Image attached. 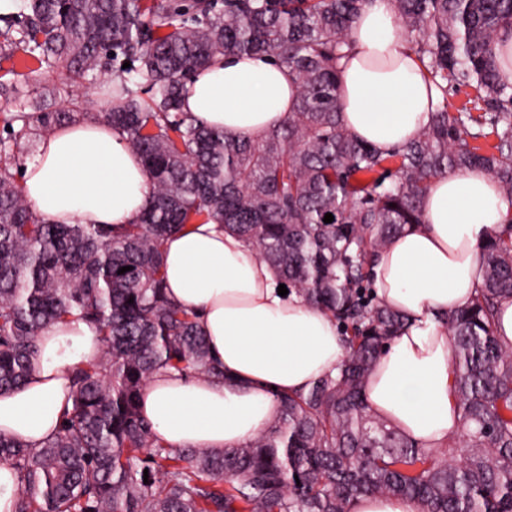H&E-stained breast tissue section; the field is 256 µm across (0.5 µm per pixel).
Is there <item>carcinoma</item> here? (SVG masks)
<instances>
[{
    "mask_svg": "<svg viewBox=\"0 0 512 512\" xmlns=\"http://www.w3.org/2000/svg\"><path fill=\"white\" fill-rule=\"evenodd\" d=\"M391 2L440 101L415 141L386 153L341 120L340 63L368 0L0 5V99L15 105L0 138V393L28 378L54 322L81 319L101 343L72 374L73 411L56 436L32 448L0 434V460L19 475L14 512H347L358 495L411 498L422 512H512V347L494 331L512 297V218L482 248L475 300L446 319L459 444L420 447L374 417L362 389L406 322L370 291L374 258L422 222L431 182L479 166L512 200V82L499 66L512 0ZM254 54L296 79L286 123L253 139L182 110L186 83L214 57ZM49 73L56 109L43 100ZM82 80L106 109L74 93ZM463 87L473 97L449 111L448 92ZM84 120L126 134L151 172L133 224H50L23 194L19 168L40 137ZM208 221L332 316L346 356L308 392L277 396L279 415L250 442L169 448L138 408L152 376L224 378L196 316L167 296L161 251Z\"/></svg>",
    "mask_w": 512,
    "mask_h": 512,
    "instance_id": "cac0c4a2",
    "label": "carcinoma"
}]
</instances>
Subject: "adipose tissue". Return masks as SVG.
<instances>
[{
  "mask_svg": "<svg viewBox=\"0 0 512 512\" xmlns=\"http://www.w3.org/2000/svg\"><path fill=\"white\" fill-rule=\"evenodd\" d=\"M340 88L341 119L357 140L387 152L414 141L438 101L405 43L390 0H370L351 33ZM287 67L264 55L222 56L186 86L183 109L200 122L259 138L296 109ZM24 194L53 224H131L151 191L150 175L122 135L76 122L43 134L22 173ZM512 216V203L482 168L437 177L423 221L393 237L373 267L380 304L407 321L365 379L371 412L425 448L460 432L453 397L448 313L482 284L481 251ZM169 297L196 315L223 379L161 371L148 383L142 415L173 448H235L264 431L281 394L308 391L345 356L335 320L295 292L279 295L274 271L237 234L195 224L163 244ZM94 327L54 324L38 340L35 368L0 394V433L38 447L72 407L70 372L100 353Z\"/></svg>",
  "mask_w": 512,
  "mask_h": 512,
  "instance_id": "1",
  "label": "adipose tissue"
}]
</instances>
